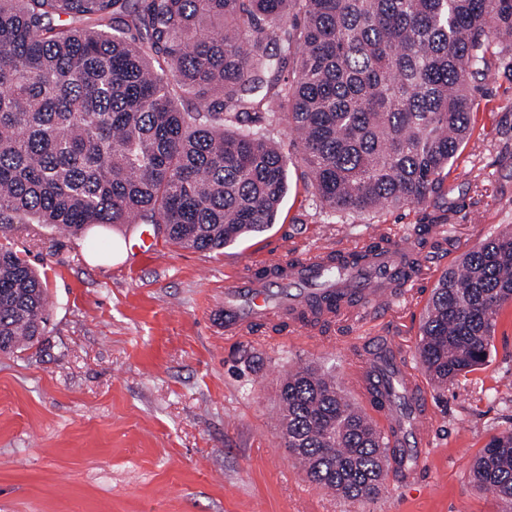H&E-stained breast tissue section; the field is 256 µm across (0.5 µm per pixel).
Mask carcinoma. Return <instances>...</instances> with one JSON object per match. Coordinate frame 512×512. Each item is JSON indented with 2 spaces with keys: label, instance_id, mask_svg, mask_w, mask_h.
<instances>
[{
  "label": "carcinoma",
  "instance_id": "cac0c4a2",
  "mask_svg": "<svg viewBox=\"0 0 512 512\" xmlns=\"http://www.w3.org/2000/svg\"><path fill=\"white\" fill-rule=\"evenodd\" d=\"M509 38L512 0H0V224H152L172 245L222 250L275 223L288 156L267 127L282 120L329 212L422 207L472 136L471 80ZM365 258L336 252L335 270ZM360 300L317 298L298 319L315 327ZM511 304L505 230L437 281L418 346L434 385L487 361ZM46 306L40 274L0 243V352L31 348ZM385 387L410 419L402 385ZM278 407L288 453L343 499L376 496L413 460L407 425L378 429L315 363L282 378ZM471 476L512 512V430Z\"/></svg>",
  "mask_w": 512,
  "mask_h": 512
}]
</instances>
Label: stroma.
Wrapping results in <instances>:
<instances>
[{"label": "stroma", "instance_id": "stroma-1", "mask_svg": "<svg viewBox=\"0 0 512 512\" xmlns=\"http://www.w3.org/2000/svg\"><path fill=\"white\" fill-rule=\"evenodd\" d=\"M471 89L473 135L422 208L332 215L279 124L268 131L289 158L277 222L224 250L165 243L144 263L46 224L0 231L48 289L38 343L0 354V512H501L470 469L492 436L512 429V305L485 365L447 389L428 387L430 447L411 478L388 474L376 497L347 501L311 482L276 421L278 383L295 364L328 369L351 397V369L378 343L418 366L420 327L449 258L512 226V74L493 68ZM441 205L447 248L391 312L344 313L305 333L266 321L225 340L218 309L234 274L364 247L383 231L405 245Z\"/></svg>", "mask_w": 512, "mask_h": 512}]
</instances>
